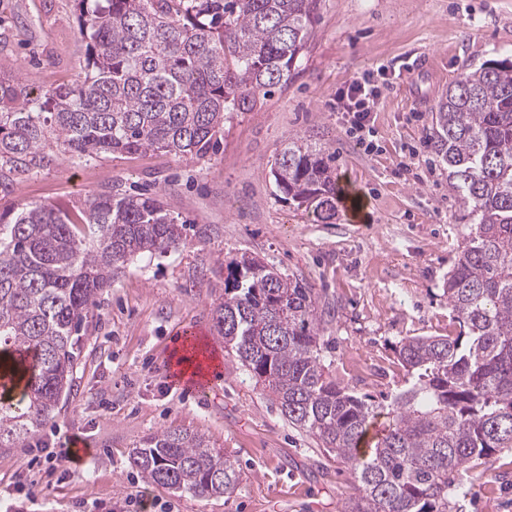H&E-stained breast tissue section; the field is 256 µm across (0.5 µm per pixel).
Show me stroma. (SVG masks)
<instances>
[{
    "label": "stroma",
    "instance_id": "stroma-1",
    "mask_svg": "<svg viewBox=\"0 0 512 512\" xmlns=\"http://www.w3.org/2000/svg\"><path fill=\"white\" fill-rule=\"evenodd\" d=\"M512 58V0H322L297 74L230 114L215 151L63 157L19 178L0 210L47 203L78 216L89 195L146 188L186 226V246L135 257L96 299L79 332L75 387L54 422L24 448L0 449V512H342L357 493L339 460L288 424L213 330L230 261L273 265L313 288L330 311L327 358L337 379L388 405L402 384L393 346L448 332L444 282L466 222L430 141L432 111L463 68ZM74 0H0V76L45 92L85 74ZM373 72L381 96L374 151L349 134L336 94ZM321 148L338 183L368 204L364 223L337 210L331 223L283 199L270 175L283 143ZM414 154L413 178L399 173ZM197 326L224 361L219 388L198 395L168 367L177 330ZM203 435L241 473L225 497L177 493L144 480L130 456L149 434ZM88 443L77 464L68 459ZM54 474L14 475L44 451ZM460 512H512V450L465 475Z\"/></svg>",
    "mask_w": 512,
    "mask_h": 512
}]
</instances>
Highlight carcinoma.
<instances>
[{
	"label": "carcinoma",
	"mask_w": 512,
	"mask_h": 512,
	"mask_svg": "<svg viewBox=\"0 0 512 512\" xmlns=\"http://www.w3.org/2000/svg\"><path fill=\"white\" fill-rule=\"evenodd\" d=\"M84 79L33 95L0 76V191L60 156L165 151L203 157L224 116L250 112L286 83L313 36L321 0H75ZM431 144L470 223L444 283L451 336H405L407 372L369 454L359 443L380 405L330 373L328 330L302 282L249 257L231 263L213 327L281 415L347 465L345 512H451L475 459L512 450V59L463 70L433 112ZM285 199L327 223L343 188L322 150L290 139L271 166ZM185 225L146 194L101 193L76 222L51 204L0 212V448H23L73 386L77 337L97 296L131 259L182 245ZM150 482L222 497L234 462L176 428L131 455Z\"/></svg>",
	"instance_id": "obj_1"
}]
</instances>
